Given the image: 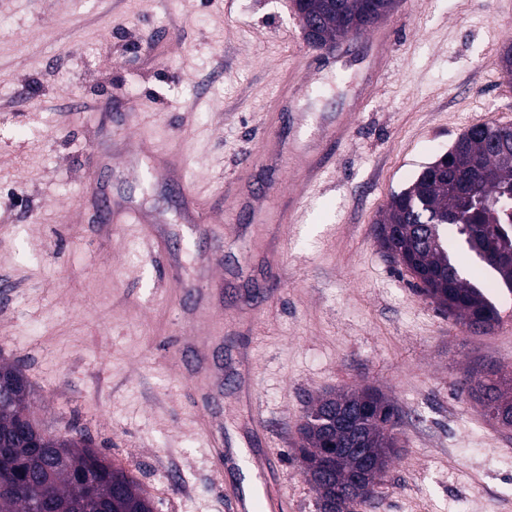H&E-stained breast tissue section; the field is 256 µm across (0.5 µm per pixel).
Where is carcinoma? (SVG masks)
<instances>
[{"instance_id": "obj_1", "label": "carcinoma", "mask_w": 512, "mask_h": 512, "mask_svg": "<svg viewBox=\"0 0 512 512\" xmlns=\"http://www.w3.org/2000/svg\"><path fill=\"white\" fill-rule=\"evenodd\" d=\"M304 3L306 16L317 23V48L334 45L339 30L353 28L365 34L390 12L394 0H336V10L324 8V0ZM469 128L453 144L457 163L448 180L435 181L422 169L403 189L391 194L377 221V237L384 248L403 252L405 268L413 275L431 273L446 283L433 288L419 280L416 287L448 315L468 322V328L490 332L500 320L496 305L483 286L459 265L457 253L465 250L493 270L512 291V267L498 265L493 252L484 254L478 245L492 235L491 225L512 228V163L489 148L492 141L506 151L508 135L490 127L474 134ZM464 192L491 203L486 210L455 212L457 194ZM31 384L22 370L0 363V512H42L50 477L57 512H153L150 498L126 470L92 448V439L80 430L50 436L40 430L27 399ZM469 395L484 415L503 428H512V394L502 387L497 372L475 370L467 380ZM401 414L380 390L366 387L350 391H327L314 399L297 427L296 453L302 474L317 493L318 512H362L371 506L374 486L382 474L367 475L363 485L348 489L345 472L355 459L348 455L342 469L325 478L315 469L324 441L336 437L341 448H387L385 461L398 455Z\"/></svg>"}]
</instances>
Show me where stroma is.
<instances>
[{"instance_id":"stroma-1","label":"stroma","mask_w":512,"mask_h":512,"mask_svg":"<svg viewBox=\"0 0 512 512\" xmlns=\"http://www.w3.org/2000/svg\"><path fill=\"white\" fill-rule=\"evenodd\" d=\"M378 28L385 48L349 42L329 72L309 68L291 0H0V358L20 361L44 433L88 432L155 512H228L180 354L206 334L216 366L247 353L254 401L225 385L214 427L231 447L274 450L292 512H317L297 421L324 391L363 386L403 416L369 512H512V430L465 386L476 369L512 378V292L463 257L500 312L492 332H471L375 232L392 193L461 133L512 123L500 65L512 0H396ZM292 71L302 85L279 118L271 101ZM101 99L128 115L87 116ZM331 122L349 135L305 189L298 154L324 148ZM152 150L183 160L220 237L182 222L175 190L147 169ZM253 153L261 165L243 168ZM232 180L271 194L238 208L222 194ZM291 202L298 223H278ZM146 227L184 246L181 279L148 252ZM200 289L234 310L190 322Z\"/></svg>"}]
</instances>
